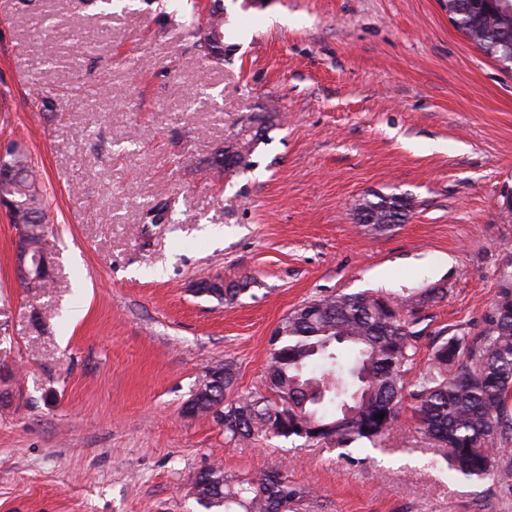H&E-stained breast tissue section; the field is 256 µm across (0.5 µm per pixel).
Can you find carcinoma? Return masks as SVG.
<instances>
[{
    "label": "carcinoma",
    "instance_id": "1",
    "mask_svg": "<svg viewBox=\"0 0 512 512\" xmlns=\"http://www.w3.org/2000/svg\"><path fill=\"white\" fill-rule=\"evenodd\" d=\"M450 18L469 40L499 63L512 57V0H441ZM181 26L196 37L216 61L224 49L210 44V29H224V17L212 7L207 15L191 10ZM19 167L24 176L3 194L15 201L12 224L31 253L43 250L42 194L29 157L16 151L0 158V174ZM377 224H402L412 205L405 195L379 194L363 200ZM20 287L41 290L48 281L29 269L16 274ZM370 292L341 293L314 299L281 320L271 336L267 394L241 396L224 404L233 370L217 364L211 381L197 395L198 414L224 423L238 439L272 434L307 442L357 441L377 445L398 421L404 376L415 354L420 331L402 306ZM415 430L441 458L468 480L512 473L500 465L496 438L512 429V280H503L476 336L457 333L442 340L431 367L415 381ZM191 495L206 512H298L309 495L286 471H263L239 477L212 466L200 473Z\"/></svg>",
    "mask_w": 512,
    "mask_h": 512
}]
</instances>
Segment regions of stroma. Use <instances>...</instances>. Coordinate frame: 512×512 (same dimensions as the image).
<instances>
[{
    "instance_id": "obj_1",
    "label": "stroma",
    "mask_w": 512,
    "mask_h": 512,
    "mask_svg": "<svg viewBox=\"0 0 512 512\" xmlns=\"http://www.w3.org/2000/svg\"><path fill=\"white\" fill-rule=\"evenodd\" d=\"M159 3L0 0V144L41 174L54 261L51 288L19 287L0 206V512H204L189 489L216 464L287 469L299 512H512L498 478L435 462L409 392L376 447L185 412L218 363L226 401L265 393L272 331L314 299L408 305L410 382L437 336L480 331L512 274V72L440 0H224V64ZM271 104L250 168L213 171ZM374 193L409 194L408 220L356 224ZM216 275L245 291L195 292Z\"/></svg>"
}]
</instances>
